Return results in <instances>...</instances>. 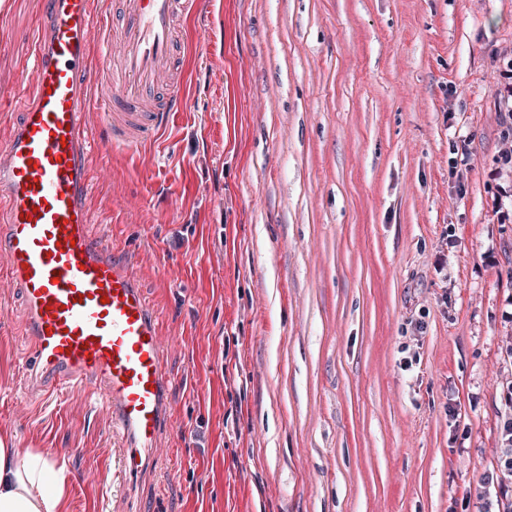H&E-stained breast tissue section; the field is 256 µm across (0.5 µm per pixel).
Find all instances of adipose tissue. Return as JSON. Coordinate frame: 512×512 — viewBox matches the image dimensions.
<instances>
[{"mask_svg":"<svg viewBox=\"0 0 512 512\" xmlns=\"http://www.w3.org/2000/svg\"><path fill=\"white\" fill-rule=\"evenodd\" d=\"M0 512H69L66 467L0 439Z\"/></svg>","mask_w":512,"mask_h":512,"instance_id":"obj_1","label":"adipose tissue"}]
</instances>
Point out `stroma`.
Listing matches in <instances>:
<instances>
[{"label": "stroma", "mask_w": 512, "mask_h": 512, "mask_svg": "<svg viewBox=\"0 0 512 512\" xmlns=\"http://www.w3.org/2000/svg\"><path fill=\"white\" fill-rule=\"evenodd\" d=\"M220 2L150 165L87 159L111 170L89 230L160 316L172 427L121 479L83 391L21 393L6 288L0 437L56 449L70 512H482L512 381V0ZM41 21L0 6V96Z\"/></svg>", "instance_id": "stroma-1"}]
</instances>
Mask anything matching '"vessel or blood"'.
<instances>
[{"label":"vessel or blood","mask_w":512,"mask_h":512,"mask_svg":"<svg viewBox=\"0 0 512 512\" xmlns=\"http://www.w3.org/2000/svg\"><path fill=\"white\" fill-rule=\"evenodd\" d=\"M32 66L15 95H30L12 138L0 145V253L20 289L30 350L21 386L47 395L85 388L123 432L122 470L145 471L171 423L159 318L126 252L88 227V198L107 169L93 150L142 158L187 103L186 27L214 0H119L103 47H94L92 0H41ZM98 100L90 102L89 87ZM100 112L93 137L84 115Z\"/></svg>","instance_id":"1"}]
</instances>
